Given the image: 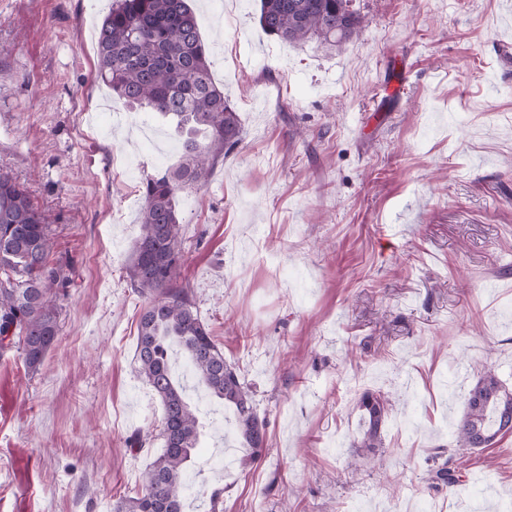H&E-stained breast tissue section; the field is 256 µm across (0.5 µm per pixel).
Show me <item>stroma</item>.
Here are the masks:
<instances>
[{
    "mask_svg": "<svg viewBox=\"0 0 512 512\" xmlns=\"http://www.w3.org/2000/svg\"><path fill=\"white\" fill-rule=\"evenodd\" d=\"M111 0H0V169L50 218L67 281L38 371L0 352V512H112L161 452L138 372L146 300L127 277L145 177L177 164L171 126L111 100L95 32ZM329 50L258 22L260 0H194L241 142L180 191V280L268 420L244 468L212 428L187 512H512V436L428 489L482 365L512 387V0H353ZM395 409L382 461L348 467L363 391ZM147 434L143 447L127 444ZM434 459L437 465L427 471L426 483L430 489L448 488L452 490L462 482V462H457L453 454L446 456L445 448H435ZM441 460V463L438 461Z\"/></svg>",
    "mask_w": 512,
    "mask_h": 512,
    "instance_id": "35a3bbf8",
    "label": "stroma"
}]
</instances>
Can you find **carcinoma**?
I'll use <instances>...</instances> for the list:
<instances>
[{
    "mask_svg": "<svg viewBox=\"0 0 512 512\" xmlns=\"http://www.w3.org/2000/svg\"><path fill=\"white\" fill-rule=\"evenodd\" d=\"M353 0H260L259 25L289 43L316 39L340 48L357 35L362 19ZM98 78L131 108L168 118L179 135L181 162L143 182L140 231L132 242L130 284L149 303L139 326V372L162 405L163 448L147 467L141 491L118 501L114 512H184L186 476L204 425L185 388L172 375L168 348L175 343L191 376L233 412L236 440L255 462L266 450L267 420L253 405L251 387L198 317L178 283L182 261L179 191L202 186L228 150L242 139L238 112L213 80L207 49L190 0H113L97 30ZM54 242L46 216L26 188L0 171V349L18 345L24 364L39 369L59 332L60 271L49 263ZM356 408L363 429L352 457L382 447L392 403L380 390L364 392ZM512 434V389L487 367L468 392L453 439L460 448H492ZM427 470L431 489L462 482V463L445 449Z\"/></svg>",
    "mask_w": 512,
    "mask_h": 512,
    "instance_id": "obj_1",
    "label": "carcinoma"
}]
</instances>
